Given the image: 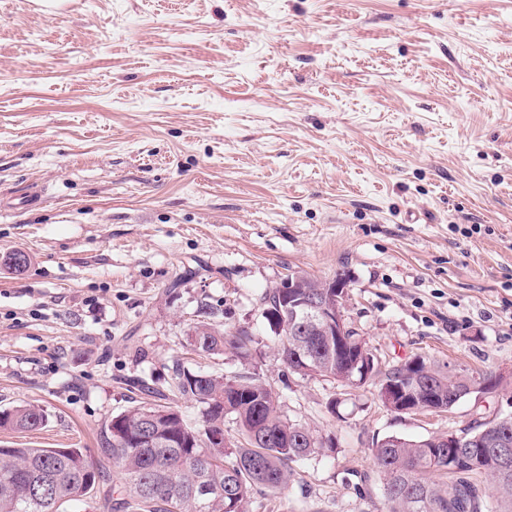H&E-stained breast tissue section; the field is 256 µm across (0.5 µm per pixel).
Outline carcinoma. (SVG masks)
Returning a JSON list of instances; mask_svg holds the SVG:
<instances>
[{
	"instance_id": "1",
	"label": "carcinoma",
	"mask_w": 512,
	"mask_h": 512,
	"mask_svg": "<svg viewBox=\"0 0 512 512\" xmlns=\"http://www.w3.org/2000/svg\"><path fill=\"white\" fill-rule=\"evenodd\" d=\"M278 289L263 297L262 317L277 336L276 355L286 369L294 349L316 361L318 376L341 384L362 378L367 348L349 331L347 353L336 354V336L319 324L297 329L277 308ZM192 350L221 355L231 348L252 357V330H220L204 320L189 330ZM375 374L405 391L411 410L421 400L449 407L457 391L495 376L468 368L457 373L420 362ZM173 391L199 408L189 424L177 406L140 403L112 417L102 430L104 453L122 475L104 497L108 512H246L257 488L280 492L293 464L320 454L314 431L288 418L278 397L257 374L222 375L173 367ZM231 416L243 443L224 444V417ZM46 420L31 403L0 411V429L27 432ZM470 442L449 448L441 437L380 440L372 448L388 512H512V419L491 420L467 433ZM101 470L81 448H0V512H65L66 505L96 491Z\"/></svg>"
}]
</instances>
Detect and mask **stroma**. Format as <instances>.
I'll list each match as a JSON object with an SVG mask.
<instances>
[{"instance_id": "1", "label": "stroma", "mask_w": 512, "mask_h": 512, "mask_svg": "<svg viewBox=\"0 0 512 512\" xmlns=\"http://www.w3.org/2000/svg\"><path fill=\"white\" fill-rule=\"evenodd\" d=\"M38 187L43 202L19 201ZM0 448H81L172 365L272 386L328 446L247 512H386L376 440L512 415V0H0ZM348 282L382 366L508 377L446 412L287 372L261 317L289 274ZM181 280L170 290L173 280ZM258 354L187 347L201 305ZM28 5L41 11L51 19L62 18L75 11L77 4H82L79 0H29ZM43 421H46L44 409L31 403L0 411V429L4 430L27 432L37 429Z\"/></svg>"}]
</instances>
